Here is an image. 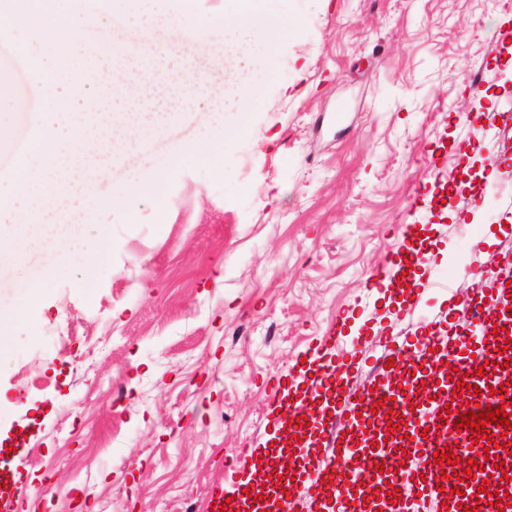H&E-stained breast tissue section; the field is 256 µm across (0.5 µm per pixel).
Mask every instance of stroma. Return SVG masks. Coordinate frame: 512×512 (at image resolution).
Returning <instances> with one entry per match:
<instances>
[{
    "mask_svg": "<svg viewBox=\"0 0 512 512\" xmlns=\"http://www.w3.org/2000/svg\"><path fill=\"white\" fill-rule=\"evenodd\" d=\"M294 24L252 76L255 105L214 124L218 80L161 153L219 134L225 170L188 158L134 215L94 221L70 262L25 254L46 279L32 325L0 347V504L13 512H210L271 442L298 371L329 329L316 377L351 362L350 392L412 341L453 335L482 273L512 269V0H289ZM35 136L41 101L0 47ZM479 83L481 96L470 92ZM486 114L484 126L475 114ZM419 278L369 287L401 245ZM320 433L290 512H314Z\"/></svg>",
    "mask_w": 512,
    "mask_h": 512,
    "instance_id": "35a3bbf8",
    "label": "stroma"
}]
</instances>
